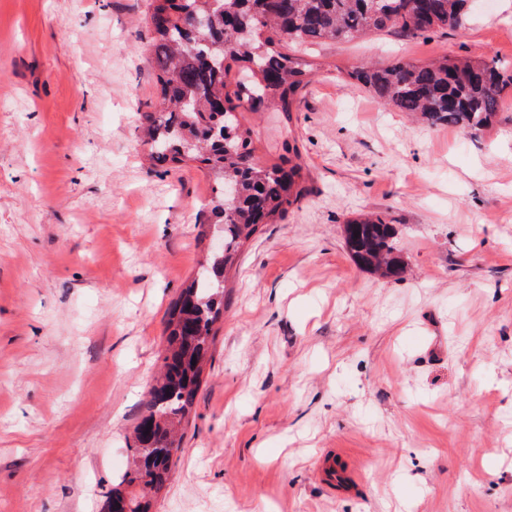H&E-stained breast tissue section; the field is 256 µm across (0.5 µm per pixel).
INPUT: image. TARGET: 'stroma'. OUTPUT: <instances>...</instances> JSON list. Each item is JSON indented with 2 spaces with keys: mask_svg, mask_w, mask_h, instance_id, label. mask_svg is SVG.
I'll use <instances>...</instances> for the list:
<instances>
[{
  "mask_svg": "<svg viewBox=\"0 0 512 512\" xmlns=\"http://www.w3.org/2000/svg\"><path fill=\"white\" fill-rule=\"evenodd\" d=\"M149 0H0V512H104L205 256L211 184L151 163ZM297 112H249L260 162L310 193L228 273L194 409L151 512H512V100L478 137L347 82L367 61L512 65V0L465 31L309 46ZM385 211L411 267L341 230ZM355 467L339 495L319 455ZM397 234L393 220L383 213L348 219L342 230L344 248L361 270L395 281L405 277L408 267Z\"/></svg>",
  "mask_w": 512,
  "mask_h": 512,
  "instance_id": "1",
  "label": "stroma"
}]
</instances>
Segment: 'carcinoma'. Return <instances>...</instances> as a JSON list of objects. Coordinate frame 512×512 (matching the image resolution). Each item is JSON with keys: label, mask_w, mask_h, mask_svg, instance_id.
<instances>
[{"label": "carcinoma", "mask_w": 512, "mask_h": 512, "mask_svg": "<svg viewBox=\"0 0 512 512\" xmlns=\"http://www.w3.org/2000/svg\"><path fill=\"white\" fill-rule=\"evenodd\" d=\"M224 15L227 31L191 26L197 14ZM468 18L464 0H151L147 17L149 61L158 100L144 114V133L158 165L197 162L214 179L216 197L210 220L223 226L224 253L205 264L225 276L241 248L263 224L282 219L288 207L308 194L298 147L286 148L270 166L255 157L253 131L241 120L263 104L290 118L317 65L302 47L325 41L353 42L366 36L422 35L434 28L462 31ZM238 69L244 79L230 87L226 77ZM398 112L431 125H448L476 136L504 111L512 91L508 66L472 57L422 63L398 58L369 63L348 73ZM238 195L222 203L224 181ZM343 245L363 271L399 281L408 263L393 220L383 213L346 220ZM224 315V289L203 275L193 277L170 305L161 375L134 429L133 463L122 483L142 494L109 493L110 512H150L145 491L168 481L179 427L195 402L215 324Z\"/></svg>", "instance_id": "1"}]
</instances>
